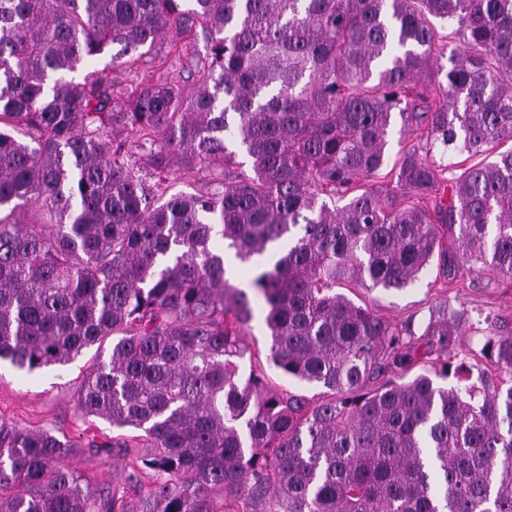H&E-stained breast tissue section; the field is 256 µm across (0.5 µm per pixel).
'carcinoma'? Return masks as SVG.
I'll list each match as a JSON object with an SVG mask.
<instances>
[{
  "label": "carcinoma",
  "mask_w": 512,
  "mask_h": 512,
  "mask_svg": "<svg viewBox=\"0 0 512 512\" xmlns=\"http://www.w3.org/2000/svg\"><path fill=\"white\" fill-rule=\"evenodd\" d=\"M174 67L194 83L156 77ZM418 132L389 171L401 194L367 187ZM508 141L512 0H0V360L31 373L117 337L79 390L85 415L142 431L139 507L114 493L108 512H512V386L476 402L432 379L446 361L403 380L411 325L336 292L406 288L440 225L443 261L512 281ZM426 144L482 160L451 177ZM177 162L196 193L167 195ZM228 250L257 270L266 363L315 404L258 360L240 378L252 306ZM453 319L424 332L441 353ZM487 349L512 368V336ZM70 448L1 424L0 512H103ZM266 369L269 378V385L272 388L279 391H287L292 395L301 396L308 400L311 404H314L317 401V399L321 396L319 394L324 390L309 384L299 382L295 379L288 378V376L283 375L273 366L269 368L266 365Z\"/></svg>",
  "instance_id": "1"
}]
</instances>
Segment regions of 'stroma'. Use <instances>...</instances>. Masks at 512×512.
<instances>
[{"mask_svg": "<svg viewBox=\"0 0 512 512\" xmlns=\"http://www.w3.org/2000/svg\"><path fill=\"white\" fill-rule=\"evenodd\" d=\"M345 294L392 325L412 323L413 341L419 347L426 343L423 328L432 309L448 305L456 315L448 338L449 359L471 365V385H479L483 372L495 380L504 378V371L494 366L484 346L488 339L512 334V283L492 272L463 267L448 274L435 259L403 290L349 288ZM111 347V341H104L102 346L84 349L68 363L31 374L6 363L0 365V423L66 437L71 443L67 464L84 476L98 497L122 489L128 458L114 446L119 430L105 419L83 415L77 397L100 349Z\"/></svg>", "mask_w": 512, "mask_h": 512, "instance_id": "obj_1", "label": "stroma"}]
</instances>
